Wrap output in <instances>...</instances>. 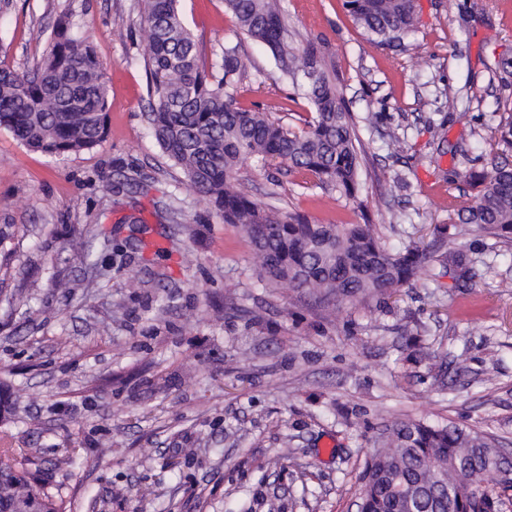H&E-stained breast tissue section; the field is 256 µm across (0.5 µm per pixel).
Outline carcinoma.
<instances>
[{"mask_svg": "<svg viewBox=\"0 0 512 512\" xmlns=\"http://www.w3.org/2000/svg\"><path fill=\"white\" fill-rule=\"evenodd\" d=\"M150 76L146 113L163 153L184 171L192 190L226 224L249 238L265 288L281 284L323 306L382 298L409 286L434 262L415 246L385 247L371 224H319L299 212L274 210L236 177L247 158L286 164L348 200L359 192L361 144L350 112L318 46L296 47L279 0H224L237 29L271 51L311 112L303 127L236 105L244 66L226 45L204 65L179 0H143ZM353 22L380 44L412 31L415 0H343ZM106 68L90 36L64 16L46 54L31 69H0V129L54 156L91 149L105 136ZM468 180L473 201L448 214L433 232L448 237V262L465 263L463 241L480 229L512 242V167L491 162ZM501 458L495 439L452 422L399 419L372 443L361 477L359 512H508L512 477L482 484ZM35 457L0 438V500L21 512H66L61 486L39 481Z\"/></svg>", "mask_w": 512, "mask_h": 512, "instance_id": "obj_1", "label": "carcinoma"}]
</instances>
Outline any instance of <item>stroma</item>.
I'll list each match as a JSON object with an SVG mask.
<instances>
[{"label": "stroma", "instance_id": "obj_1", "mask_svg": "<svg viewBox=\"0 0 512 512\" xmlns=\"http://www.w3.org/2000/svg\"><path fill=\"white\" fill-rule=\"evenodd\" d=\"M283 6L296 44L320 46L366 147L359 198L253 158L238 177L268 206L374 225L391 249L430 247L432 267L384 301L332 310L258 287L245 234L149 129L139 0H0V67L36 65L48 42L32 30L64 15L107 67L95 147L55 157L0 130V379L19 394L6 430L64 486L68 512H358L372 440L396 419L465 424L512 455V290L499 286L512 279V245L473 231L461 281L431 234L471 201L466 173L512 162L494 146L512 115V0H417L414 31L384 45L343 0ZM181 11L204 63L238 45L239 106L306 117L224 0H181ZM138 174L147 190L126 185ZM390 211L397 222L383 223ZM413 336L447 367L412 362ZM460 353L461 376L450 365Z\"/></svg>", "mask_w": 512, "mask_h": 512}]
</instances>
